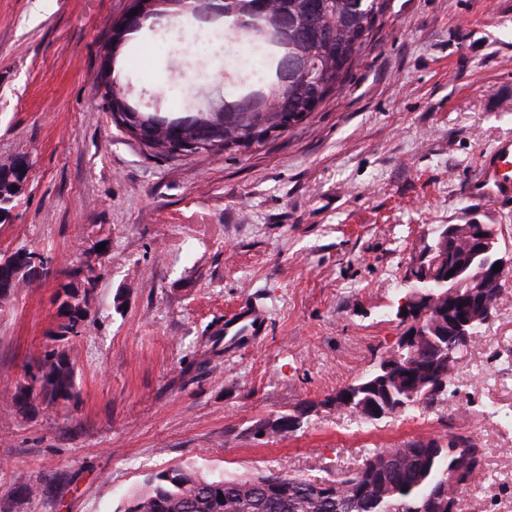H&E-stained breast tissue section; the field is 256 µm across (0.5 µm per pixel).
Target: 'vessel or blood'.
Here are the masks:
<instances>
[{
  "mask_svg": "<svg viewBox=\"0 0 512 512\" xmlns=\"http://www.w3.org/2000/svg\"><path fill=\"white\" fill-rule=\"evenodd\" d=\"M474 201H490L501 208H512V142L506 141L487 150L481 162V174L467 188Z\"/></svg>",
  "mask_w": 512,
  "mask_h": 512,
  "instance_id": "vessel-or-blood-1",
  "label": "vessel or blood"
}]
</instances>
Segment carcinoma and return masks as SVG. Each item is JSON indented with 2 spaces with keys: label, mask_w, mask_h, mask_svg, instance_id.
Masks as SVG:
<instances>
[{
  "label": "carcinoma",
  "mask_w": 512,
  "mask_h": 512,
  "mask_svg": "<svg viewBox=\"0 0 512 512\" xmlns=\"http://www.w3.org/2000/svg\"><path fill=\"white\" fill-rule=\"evenodd\" d=\"M387 0H322L327 35L320 38L298 37L294 49L319 64L310 79L297 72L280 84L278 67L283 52L268 36L263 22L253 17L256 0H224L226 32L250 49L260 70L256 81L235 86L233 97L242 106L253 101V93L262 89L266 106L260 112L243 113L244 129L228 133L224 151L262 143L279 137L298 125L311 113L310 100L324 101L328 94L343 86L357 61L365 37L383 15ZM309 0H288V9L302 30ZM104 93L112 122L121 125L117 107L123 94L115 89L111 73H102ZM214 146H198L192 153L210 151ZM418 280H429V287L416 293L408 288L409 305L422 308L430 303L453 317L480 314L475 325L479 333L492 319L502 284L481 288L474 283L451 299L442 296L447 285L441 282L443 271L419 266L412 271ZM60 308L69 315V323L60 326V338L78 335L77 324L86 317L85 301L72 283L58 285ZM468 343L453 337L448 323L437 327L433 336H421L406 346H397V367L389 375L375 377L371 372L354 382L358 390L344 398L341 393L330 399L339 411H349L370 419L369 410L381 407L392 415L404 414L418 406L429 407L449 392L448 366L434 352L443 350L457 355ZM43 377L51 390L65 393L72 385L69 366L49 354L42 364ZM487 449L474 439L450 435L448 440L413 441L399 448L371 449L351 474L329 482H315L279 472L210 478L193 469L172 467L157 473L144 490L138 492L128 512H448V493L461 497L485 477Z\"/></svg>",
  "instance_id": "1"
}]
</instances>
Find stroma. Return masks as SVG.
Masks as SVG:
<instances>
[{
    "mask_svg": "<svg viewBox=\"0 0 512 512\" xmlns=\"http://www.w3.org/2000/svg\"><path fill=\"white\" fill-rule=\"evenodd\" d=\"M128 0H0V163L30 175L0 224L47 277L0 299V512H125L180 465L331 481L369 448L460 433L489 480L463 512H512V273L451 373L459 394L367 421L329 400L406 330L401 281L432 227L481 214L512 245V211L465 196L481 157L512 138V0H388L346 83L288 133L232 152L146 149L112 123L97 75ZM223 21L182 42L149 32L114 77L184 112L229 91ZM87 317L59 339L56 292ZM252 339L225 338L241 308ZM62 356L68 394L42 388ZM297 417L289 431L255 428ZM57 298L61 300L60 310H64L69 315V323L60 326V338L65 339L66 334L78 335L79 331H75V327L86 317V307L84 298L79 295V290L71 282L58 285ZM82 300V301H81Z\"/></svg>",
    "mask_w": 512,
    "mask_h": 512,
    "instance_id": "35a3bbf8",
    "label": "stroma"
}]
</instances>
